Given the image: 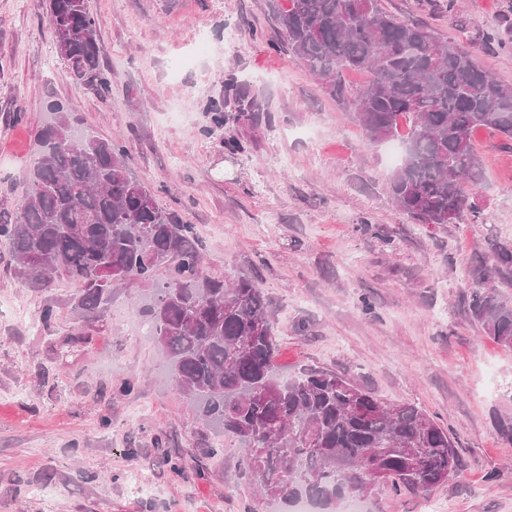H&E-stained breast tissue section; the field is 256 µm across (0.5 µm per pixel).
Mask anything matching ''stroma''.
<instances>
[{
    "label": "stroma",
    "instance_id": "35a3bbf8",
    "mask_svg": "<svg viewBox=\"0 0 512 512\" xmlns=\"http://www.w3.org/2000/svg\"><path fill=\"white\" fill-rule=\"evenodd\" d=\"M382 0L465 46L512 84V0ZM109 89L76 85L47 33V0H0V215L38 157L49 101L82 133L120 142L160 207L199 235L204 275L257 277L278 327V370L346 375L420 406L460 453L430 496L377 491L367 512H512V348L467 298L472 266L512 238V146L480 132L482 220L419 224L394 204L382 144L282 47L270 0H89ZM206 31L211 48L196 52ZM496 31L500 45L483 50ZM235 78L248 97L228 95ZM220 104L223 126L212 122ZM238 149H230L229 141ZM154 289L128 281L82 322L73 284L21 281L0 245V307L53 305L50 327L0 320V512H273L178 396L169 359L138 324ZM373 311L365 313L363 300ZM135 379L133 391L120 389Z\"/></svg>",
    "mask_w": 512,
    "mask_h": 512
}]
</instances>
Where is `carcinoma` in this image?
<instances>
[{"label": "carcinoma", "mask_w": 512, "mask_h": 512, "mask_svg": "<svg viewBox=\"0 0 512 512\" xmlns=\"http://www.w3.org/2000/svg\"><path fill=\"white\" fill-rule=\"evenodd\" d=\"M272 10L293 59L365 136L402 140L390 178L397 207L420 224L479 217L466 193L482 177L473 139L485 131L512 141V85L381 0H273ZM48 33L72 79L108 86L87 0H49ZM352 74L364 78L354 83ZM49 110L28 189L0 220L16 275L32 286L80 283L73 308L84 319L112 299L115 284H154L146 315L172 358L175 389L243 451L242 474L262 498L281 512L299 501L338 512L380 487L428 493L457 473L448 431L421 408L387 403L327 369L279 378L276 327L257 280L202 276L194 228L159 207L125 147L76 136L58 101ZM507 267L505 238L491 262L474 265L468 306L487 336L512 347V298L492 286Z\"/></svg>", "instance_id": "carcinoma-1"}]
</instances>
